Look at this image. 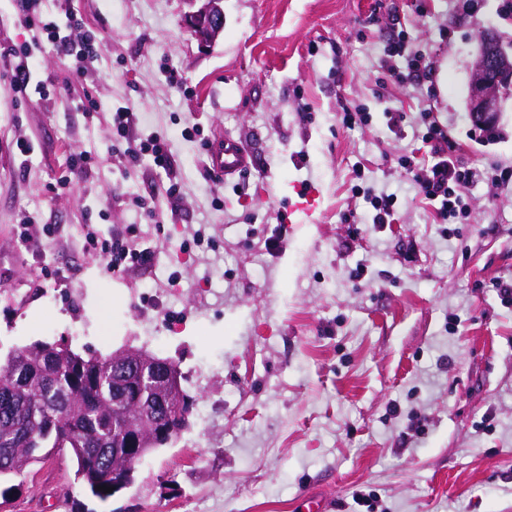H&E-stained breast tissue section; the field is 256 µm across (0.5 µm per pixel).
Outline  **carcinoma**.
Returning <instances> with one entry per match:
<instances>
[{
    "mask_svg": "<svg viewBox=\"0 0 512 512\" xmlns=\"http://www.w3.org/2000/svg\"><path fill=\"white\" fill-rule=\"evenodd\" d=\"M143 355L47 342L9 353L0 361V481L58 451L99 499L130 486L142 460L166 445L158 427L177 434L193 411L191 402L162 404L174 382L157 378Z\"/></svg>",
    "mask_w": 512,
    "mask_h": 512,
    "instance_id": "cac0c4a2",
    "label": "carcinoma"
}]
</instances>
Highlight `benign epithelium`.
<instances>
[{
  "mask_svg": "<svg viewBox=\"0 0 512 512\" xmlns=\"http://www.w3.org/2000/svg\"><path fill=\"white\" fill-rule=\"evenodd\" d=\"M195 10L186 16V22L203 45L212 43L224 30L222 0H188ZM512 87V64L508 50L499 34L488 30L476 48L475 64L467 96L471 120L479 124L498 121L505 102L502 88Z\"/></svg>",
  "mask_w": 512,
  "mask_h": 512,
  "instance_id": "1",
  "label": "benign epithelium"
}]
</instances>
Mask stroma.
I'll return each instance as SVG.
<instances>
[{
    "mask_svg": "<svg viewBox=\"0 0 512 512\" xmlns=\"http://www.w3.org/2000/svg\"><path fill=\"white\" fill-rule=\"evenodd\" d=\"M472 3L426 0L420 15L415 0H223L224 30L204 47L186 0H33L73 44L95 37L90 63L34 41L17 0H0V48L37 60L26 97L0 78V356L37 341L140 348L174 362L195 401L112 498L53 455L15 478L0 512H302L313 489L329 512H512V302L491 286L512 280V181H478L471 213L440 224L399 165L429 109L464 166H512V100L492 136L466 109L479 40L492 27L512 44V15ZM401 36L433 61L432 82H382ZM124 106L138 134L166 139L178 205L150 158L118 161ZM346 106L366 121L343 126ZM219 136L247 148V172L210 174ZM72 151L92 168L54 190ZM356 184L396 196L393 223L369 225ZM301 190L319 194L308 218L290 206ZM26 215L57 235L21 241ZM87 224L150 262L108 271L83 247Z\"/></svg>",
    "mask_w": 512,
    "mask_h": 512,
    "instance_id": "stroma-1",
    "label": "stroma"
}]
</instances>
